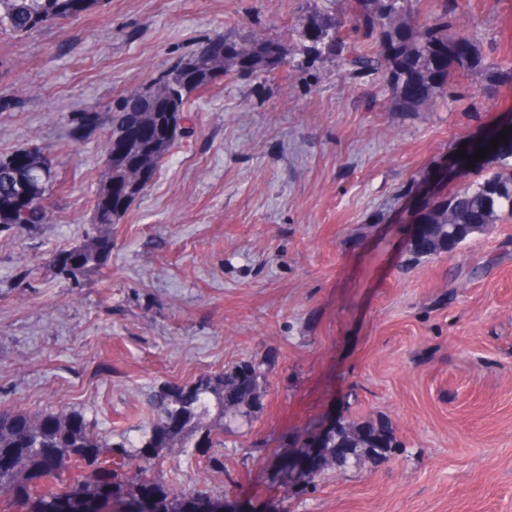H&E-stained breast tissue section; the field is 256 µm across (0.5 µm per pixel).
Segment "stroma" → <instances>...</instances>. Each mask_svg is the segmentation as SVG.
Listing matches in <instances>:
<instances>
[{"label": "stroma", "mask_w": 512, "mask_h": 512, "mask_svg": "<svg viewBox=\"0 0 512 512\" xmlns=\"http://www.w3.org/2000/svg\"><path fill=\"white\" fill-rule=\"evenodd\" d=\"M480 70L458 99L402 112L388 84L332 59L283 84L231 75L195 101L150 189L112 227L103 268L46 259L91 230L105 112L224 35L290 25L327 0H105L0 34V157L46 146L50 220L0 232V408L81 412L110 444L137 439L162 385L250 361L267 378L251 424L211 447L163 449L153 475L223 494L228 512H512V219L452 254L411 258L431 203L512 158L461 150L512 128V0H458ZM398 445L315 478L282 470L339 420Z\"/></svg>", "instance_id": "35a3bbf8"}]
</instances>
